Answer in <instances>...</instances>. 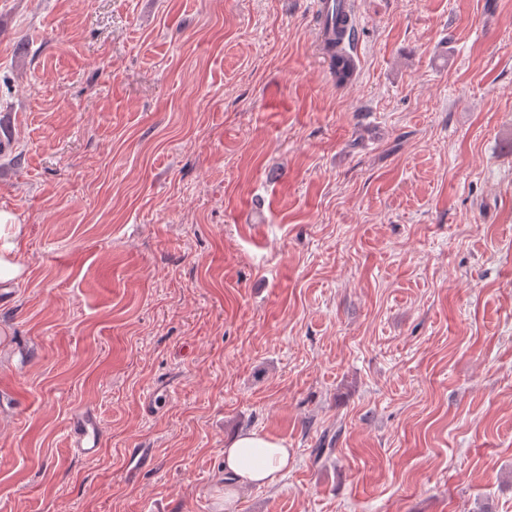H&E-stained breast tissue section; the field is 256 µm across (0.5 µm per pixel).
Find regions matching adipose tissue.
Here are the masks:
<instances>
[{
	"instance_id": "obj_1",
	"label": "adipose tissue",
	"mask_w": 512,
	"mask_h": 512,
	"mask_svg": "<svg viewBox=\"0 0 512 512\" xmlns=\"http://www.w3.org/2000/svg\"><path fill=\"white\" fill-rule=\"evenodd\" d=\"M26 233V225L16 223L12 214L0 211V281H16L23 276L24 268L17 260V253ZM291 461L289 449L265 433H238L224 449L227 487L232 490L271 485Z\"/></svg>"
}]
</instances>
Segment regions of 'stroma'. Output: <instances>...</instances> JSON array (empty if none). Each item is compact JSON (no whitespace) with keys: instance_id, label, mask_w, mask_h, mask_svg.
Instances as JSON below:
<instances>
[{"instance_id":"1","label":"stroma","mask_w":512,"mask_h":512,"mask_svg":"<svg viewBox=\"0 0 512 512\" xmlns=\"http://www.w3.org/2000/svg\"><path fill=\"white\" fill-rule=\"evenodd\" d=\"M358 10L0 0V512H512V0ZM330 69L337 84L344 85L353 77V62L351 57L343 51H336V41L329 45ZM26 233L27 225L17 224L12 214L0 211V281L17 282L23 276L17 253ZM74 433L78 446L85 455H96L100 451L99 428L96 418L84 412L74 420ZM291 461L289 449L265 433H238L224 448L225 496L235 488L271 485Z\"/></svg>"}]
</instances>
